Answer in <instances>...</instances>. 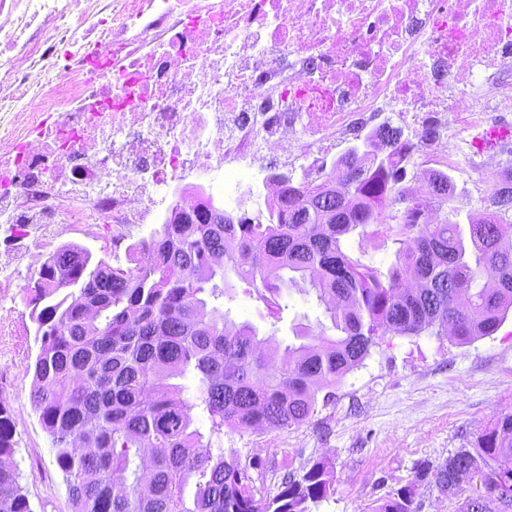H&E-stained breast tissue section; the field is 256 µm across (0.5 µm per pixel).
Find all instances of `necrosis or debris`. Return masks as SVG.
<instances>
[{
	"instance_id": "necrosis-or-debris-1",
	"label": "necrosis or debris",
	"mask_w": 512,
	"mask_h": 512,
	"mask_svg": "<svg viewBox=\"0 0 512 512\" xmlns=\"http://www.w3.org/2000/svg\"><path fill=\"white\" fill-rule=\"evenodd\" d=\"M396 103L512 112V0H0V224H152Z\"/></svg>"
}]
</instances>
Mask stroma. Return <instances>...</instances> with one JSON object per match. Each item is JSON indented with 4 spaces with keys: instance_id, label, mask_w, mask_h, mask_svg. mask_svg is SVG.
<instances>
[{
    "instance_id": "obj_1",
    "label": "stroma",
    "mask_w": 512,
    "mask_h": 512,
    "mask_svg": "<svg viewBox=\"0 0 512 512\" xmlns=\"http://www.w3.org/2000/svg\"><path fill=\"white\" fill-rule=\"evenodd\" d=\"M370 133L365 127L342 143L323 144L309 163L301 159L291 166L268 159L262 172L288 170L298 179L308 165L317 172L330 171L342 154ZM452 137L462 153L458 165L447 169L454 193L439 211L482 213L489 206L493 180L472 163L473 131H456ZM31 230L28 224L18 225L12 233L0 230V264L16 282L12 293L0 298V398L14 419L11 463L34 512H72L51 438L31 399L40 346L26 292L37 271L22 257L32 242ZM50 230L55 247L78 245L93 258L125 267L130 243L149 238L155 228L143 227L129 238L109 224L100 225L93 237L64 224L51 225ZM237 289L230 304L232 319L252 323L260 337L273 338L279 346L294 343L295 324L313 328L326 319L315 296L296 291L282 295V313L276 319L269 306L247 293L245 283H238ZM332 392L329 402L318 403L311 419L291 429L227 426L214 433L201 417L196 425L209 434L213 446L237 454L257 493L275 494L283 478L325 460L333 489L313 512H372L413 482L421 464L442 462L498 417L512 414V312L493 335L465 345L445 335H387Z\"/></svg>"
}]
</instances>
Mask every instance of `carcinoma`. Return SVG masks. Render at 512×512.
I'll return each mask as SVG.
<instances>
[{
    "mask_svg": "<svg viewBox=\"0 0 512 512\" xmlns=\"http://www.w3.org/2000/svg\"><path fill=\"white\" fill-rule=\"evenodd\" d=\"M412 157L402 131L383 127L322 183L288 180L294 200H266L260 220L164 224L130 247L132 267L95 262L76 245L45 260L29 289L41 336L32 400L73 512H312L330 490L324 463L258 495L247 468L195 426L193 410L207 414L213 433L226 424L291 428L388 334L449 333L465 344L499 328L512 309V171L492 184L497 211L467 224L447 214L431 221L432 203L449 200L453 183L432 169L426 194H409ZM328 194L332 220L314 202ZM401 201L410 208L395 223L388 208ZM358 228L397 244L387 270L346 250ZM235 280L273 296L312 293L331 326L299 327L306 342L279 356L221 304L234 299ZM13 447L0 401V512H34ZM469 469L479 512H512V414L445 461L420 466L373 512H415L419 487L431 482L455 496Z\"/></svg>",
    "mask_w": 512,
    "mask_h": 512,
    "instance_id": "carcinoma-1",
    "label": "carcinoma"
}]
</instances>
